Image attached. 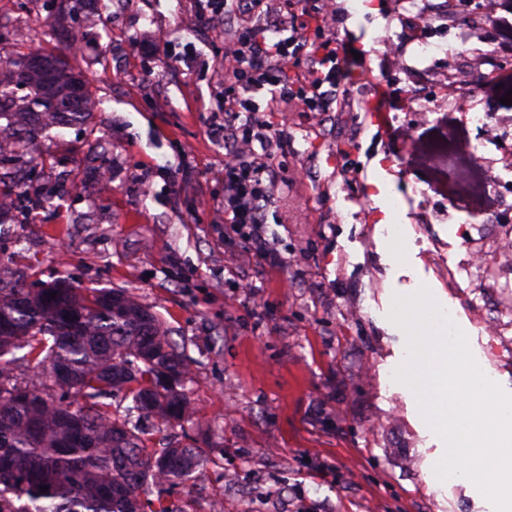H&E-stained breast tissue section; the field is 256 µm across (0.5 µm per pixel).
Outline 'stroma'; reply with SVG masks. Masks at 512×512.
I'll return each mask as SVG.
<instances>
[{
    "instance_id": "35a3bbf8",
    "label": "stroma",
    "mask_w": 512,
    "mask_h": 512,
    "mask_svg": "<svg viewBox=\"0 0 512 512\" xmlns=\"http://www.w3.org/2000/svg\"><path fill=\"white\" fill-rule=\"evenodd\" d=\"M483 2L472 18L456 0L423 29L457 53L431 60L428 97L415 58L390 68L380 42L399 35L403 0H336L337 42L306 31L319 56L358 52L350 102L331 111L359 114L347 127L268 114L287 126L288 165L301 173L269 206L267 236L286 259L278 269L224 222V142L212 134L224 122L223 25L196 30L195 0H87L75 11L68 0H0V48H60L79 33L83 49L66 60L103 101L92 125L49 132L44 164L0 161V173L33 186L0 224V267L29 285L128 290L171 329L188 358L194 443L208 459L168 495L177 512H210L215 500L223 512H496L474 484L432 481L444 444L390 379L408 355L394 298L425 286L459 309L472 354H486L485 372L512 394V358L494 353L474 308L493 289L512 295V253L498 249L512 212L469 242L450 236L463 199L437 192L399 135L447 115L465 128L471 112H492L512 149V105L474 86L464 91L470 111H453L464 92L445 81L485 69L491 20L512 0ZM104 172L112 191L93 194ZM395 199L406 227L398 254L383 231ZM472 250L495 257L493 274L441 280L439 255Z\"/></svg>"
}]
</instances>
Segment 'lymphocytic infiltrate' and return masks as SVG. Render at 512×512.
Listing matches in <instances>:
<instances>
[{
    "instance_id": "lymphocytic-infiltrate-1",
    "label": "lymphocytic infiltrate",
    "mask_w": 512,
    "mask_h": 512,
    "mask_svg": "<svg viewBox=\"0 0 512 512\" xmlns=\"http://www.w3.org/2000/svg\"><path fill=\"white\" fill-rule=\"evenodd\" d=\"M301 0H199L209 20L224 19L230 36L224 43V221L239 230L249 250L272 265L280 264L266 238L268 206L282 175L259 155L275 146L287 156L290 142L283 129L257 117L297 101L305 111L322 112L340 94L344 73L319 72L308 52L304 31L309 22L335 29L337 14L331 0L307 10ZM288 39H281L282 31ZM266 93L258 105L257 93Z\"/></svg>"
}]
</instances>
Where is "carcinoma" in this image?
I'll use <instances>...</instances> for the list:
<instances>
[{"mask_svg": "<svg viewBox=\"0 0 512 512\" xmlns=\"http://www.w3.org/2000/svg\"><path fill=\"white\" fill-rule=\"evenodd\" d=\"M39 57L51 79L34 69L18 81L24 57L0 52V140L15 153L92 119L88 87L81 107L68 103L77 71L59 53ZM188 372L158 315L125 290L65 279L27 288L0 268V512H173L163 493L190 481L203 458L195 446L150 447L145 423L194 416ZM119 395L131 404L117 415Z\"/></svg>", "mask_w": 512, "mask_h": 512, "instance_id": "obj_1", "label": "carcinoma"}]
</instances>
